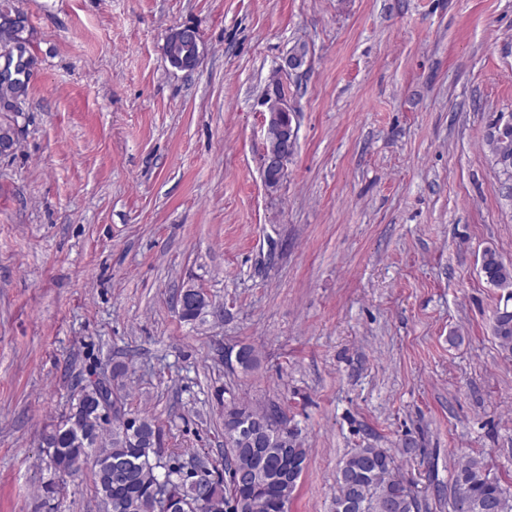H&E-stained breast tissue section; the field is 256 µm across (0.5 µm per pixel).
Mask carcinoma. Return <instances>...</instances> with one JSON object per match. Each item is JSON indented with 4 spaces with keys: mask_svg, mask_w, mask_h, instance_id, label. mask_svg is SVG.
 <instances>
[{
    "mask_svg": "<svg viewBox=\"0 0 512 512\" xmlns=\"http://www.w3.org/2000/svg\"><path fill=\"white\" fill-rule=\"evenodd\" d=\"M28 80L21 76L0 85V103L27 96ZM492 154L504 168L512 169V123L502 124L487 138ZM481 270L488 283L502 291L496 307L493 335L512 351V263L494 249L484 254ZM200 299L181 306V317L195 321L207 313L210 302ZM90 384L80 387L65 418L45 433L48 464L54 474L65 477L76 472L77 461H92L95 489L101 512H162L153 493L154 483L166 479L177 512H283L290 502L306 466L308 449L298 432L283 437L266 435L260 424L267 406L234 398L224 404V468H209L206 476L213 485L208 499L193 496L183 479L185 455L163 451V430L152 419L139 416L136 432L107 428L108 421L97 413L92 399L85 396ZM265 449L263 466L253 480L240 484L235 468L251 464L252 449ZM135 468L118 484L111 480L115 467ZM393 456L384 448L355 449L342 461L337 475V493L330 512H415L418 503L402 479ZM450 512H512V490L502 482L484 455L466 456L453 474L448 498Z\"/></svg>",
    "mask_w": 512,
    "mask_h": 512,
    "instance_id": "obj_1",
    "label": "carcinoma"
}]
</instances>
